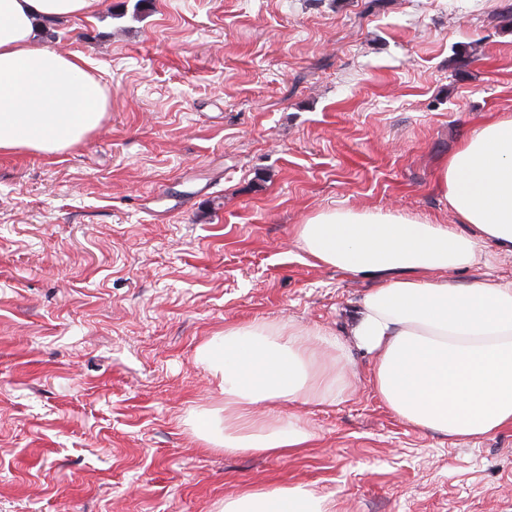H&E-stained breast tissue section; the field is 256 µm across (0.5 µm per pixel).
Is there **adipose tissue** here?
I'll return each mask as SVG.
<instances>
[{"label":"adipose tissue","mask_w":512,"mask_h":512,"mask_svg":"<svg viewBox=\"0 0 512 512\" xmlns=\"http://www.w3.org/2000/svg\"><path fill=\"white\" fill-rule=\"evenodd\" d=\"M103 0H0V150L54 155L97 129L108 96L89 58L64 55L43 24L91 18ZM438 188L457 217L430 224L373 210L329 209L297 229L315 264L376 281L348 339L292 323L225 328L198 347L224 396V423L198 435L228 453L305 447L297 417L253 419L261 404L333 402L349 393V347L373 358L377 396L403 422L451 439L512 427V279L462 285L485 243L512 253V114L485 121L442 161ZM305 485L248 491L224 512H330Z\"/></svg>","instance_id":"ef3b65f1"}]
</instances>
